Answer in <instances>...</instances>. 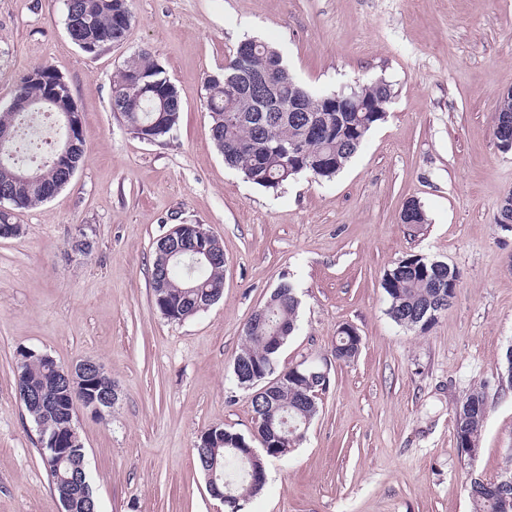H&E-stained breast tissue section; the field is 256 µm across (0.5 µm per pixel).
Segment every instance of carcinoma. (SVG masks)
<instances>
[{
  "label": "carcinoma",
  "mask_w": 512,
  "mask_h": 512,
  "mask_svg": "<svg viewBox=\"0 0 512 512\" xmlns=\"http://www.w3.org/2000/svg\"><path fill=\"white\" fill-rule=\"evenodd\" d=\"M65 19L83 18L89 22L80 26L70 38L83 44L81 50L95 54L106 45L124 40L132 24L129 0H66ZM246 54L256 69H272L279 75L278 101L299 102L305 112H259L254 101L242 91L224 90V77L232 73L239 55ZM65 84L63 77L50 66H38L22 75L14 85L12 99L28 104L21 110L7 109L12 128L25 123L36 112L58 113L50 103L51 86ZM206 107L210 117V131L216 148L224 156V163L240 171L253 184L277 189L288 180L308 174L317 180L330 181L341 172L357 154L369 131L386 117V107L392 98L390 85L375 79L356 88L369 108L367 112H338L327 106L333 95L315 96L288 73L280 52L270 44L245 38L239 42L222 72L206 80ZM112 110L124 112L132 125L149 126L152 140H159L179 124L181 99L165 69L151 53L142 49L119 72L112 90ZM304 143V152L291 156L288 149L294 143ZM59 149L51 148L35 163H25L17 150L16 138L0 141V193L7 192L8 204L23 209L41 204L66 185L63 170L58 163ZM37 170L40 177L22 181L18 174ZM194 254L184 251L177 261H165V256L154 251L152 270L168 269L164 287L154 295L156 308H161L162 297L182 304L180 314L193 316L202 307L210 306L209 299L219 298L224 290V259L216 255L212 262L194 263ZM448 264L435 262L419 254H411L385 271L381 288L387 302V314L397 325L408 330L427 332L439 316L448 310ZM299 301L295 287L289 281L281 282L270 296L264 311L263 331L257 332L252 323L245 329L246 344L233 360L236 384L252 389L255 383L265 382L279 373L278 361L288 338L298 329ZM288 326V335L275 343L269 339L279 325ZM53 361L40 355L19 353L17 384L19 394L28 389L42 393L48 399L59 392L50 381ZM491 383L481 380L474 384L459 402L454 415V431L460 451L466 445L480 443L485 413L475 404L488 406ZM309 383L304 378L288 377L275 390L274 401L278 412L269 424L260 426L257 433H275L288 436V447L273 443L264 450L267 457L286 455L299 443L309 428L317 410L307 401ZM24 408L36 427H45L66 441H79L68 415L53 411L36 400L23 401ZM244 436L224 430V443L216 445L210 432L203 433L195 446L196 457L205 454L214 468L217 481L224 493L239 501L259 494L266 482L253 480L252 471L265 473L261 458L253 460L245 455L241 444ZM42 462L50 474L58 496L68 488L73 469L85 460L70 455L59 463L50 454L41 452ZM465 491L472 504V512H512V470L500 478L484 481L478 477L465 482Z\"/></svg>",
  "instance_id": "obj_1"
}]
</instances>
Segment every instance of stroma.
I'll use <instances>...</instances> for the list:
<instances>
[{
    "mask_svg": "<svg viewBox=\"0 0 512 512\" xmlns=\"http://www.w3.org/2000/svg\"><path fill=\"white\" fill-rule=\"evenodd\" d=\"M125 40L82 52L62 0H0V107L21 75L53 66L80 114L86 157L71 182L17 209L0 239V512H61L37 428L17 389V353L91 359L118 388L110 414L79 412L101 512H224L194 447L221 426L259 448L250 390L232 364L245 327L289 281L300 302L280 368L327 364L329 385L303 440L265 461L242 512H471L463 482L512 467V386L489 400L481 454L461 456L453 413L470 384L496 378L512 347V151L493 135L512 89V0H132ZM255 37L310 92L385 79L384 121L330 181L277 190L229 168L210 138L205 81ZM148 49L182 113L167 137H133L111 109L125 62ZM427 222L409 232L408 201ZM201 224L224 249V291L174 322L151 290L154 244ZM85 237L90 247L71 243ZM411 254L455 267L460 286L432 328L387 315L385 270ZM361 337L334 355L341 326Z\"/></svg>",
    "mask_w": 512,
    "mask_h": 512,
    "instance_id": "stroma-1",
    "label": "stroma"
}]
</instances>
